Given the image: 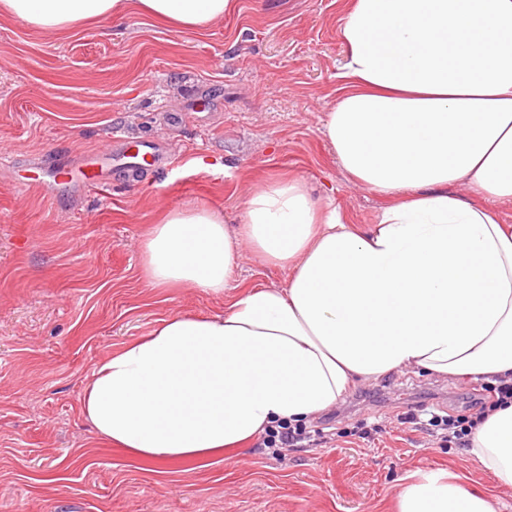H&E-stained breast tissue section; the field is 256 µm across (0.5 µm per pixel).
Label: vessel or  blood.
I'll use <instances>...</instances> for the list:
<instances>
[{
	"mask_svg": "<svg viewBox=\"0 0 512 512\" xmlns=\"http://www.w3.org/2000/svg\"><path fill=\"white\" fill-rule=\"evenodd\" d=\"M111 139V150L97 155L73 148L72 159L50 167L52 182L69 183L80 189L99 187L107 183L106 167L134 173L165 161L160 148L150 140L134 141L116 133L112 134Z\"/></svg>",
	"mask_w": 512,
	"mask_h": 512,
	"instance_id": "1",
	"label": "vessel or blood"
}]
</instances>
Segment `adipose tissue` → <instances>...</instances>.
<instances>
[{"label": "adipose tissue", "mask_w": 512, "mask_h": 512, "mask_svg": "<svg viewBox=\"0 0 512 512\" xmlns=\"http://www.w3.org/2000/svg\"><path fill=\"white\" fill-rule=\"evenodd\" d=\"M234 0H0V17L57 34L139 12L186 31ZM343 63L323 136L351 184L385 201L351 226L301 176L247 188L237 226L169 206L143 240L156 288L239 293L224 313H174L98 365L81 412L136 459L231 457L279 422H308L351 388L402 369L512 382V0H347ZM251 251L286 287L239 289ZM468 456L512 488V403ZM397 512H495L443 470Z\"/></svg>", "instance_id": "1"}]
</instances>
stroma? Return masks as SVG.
Segmentation results:
<instances>
[{
  "mask_svg": "<svg viewBox=\"0 0 512 512\" xmlns=\"http://www.w3.org/2000/svg\"><path fill=\"white\" fill-rule=\"evenodd\" d=\"M344 0H235L222 21L182 31L139 14L46 34L0 19V512H395L411 473L445 469L512 489L463 446L406 422L421 405L467 413L478 380L410 370L352 388L313 424L318 445L238 458L140 460L98 441L81 414L97 365L177 311L225 300L154 288L147 224L205 206L234 225L247 182L285 174L331 189L359 228L383 201L355 188L322 135L336 97ZM160 142L171 165L103 189L20 188L71 146L95 152L113 129ZM380 430L361 438L366 424Z\"/></svg>",
  "mask_w": 512,
  "mask_h": 512,
  "instance_id": "obj_1",
  "label": "stroma"
}]
</instances>
